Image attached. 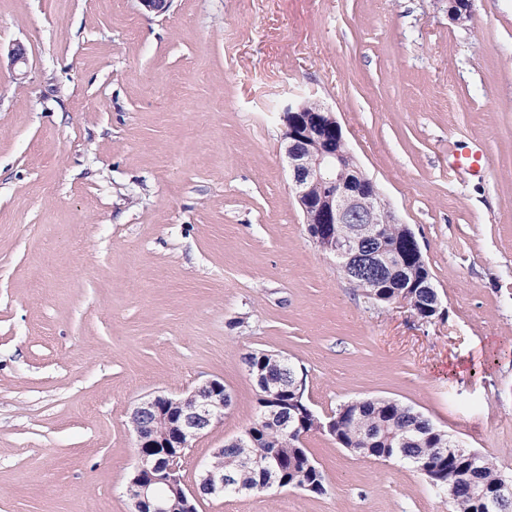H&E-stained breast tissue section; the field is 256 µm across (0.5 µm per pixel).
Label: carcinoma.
<instances>
[{
	"instance_id": "cac0c4a2",
	"label": "carcinoma",
	"mask_w": 512,
	"mask_h": 512,
	"mask_svg": "<svg viewBox=\"0 0 512 512\" xmlns=\"http://www.w3.org/2000/svg\"><path fill=\"white\" fill-rule=\"evenodd\" d=\"M384 243L394 255L392 272L378 284L369 280H354L351 285L379 303H386L396 291L406 288V279L398 270L400 243L404 232L399 224L381 225ZM411 301L427 318L438 313L431 307L432 292L426 288L410 291ZM261 371L266 384L282 391L288 400H297L308 407L305 391L299 383L298 373H289L285 356L275 352L253 351L244 356ZM334 422L328 434L344 448H354L370 457L407 461L413 466L431 467L430 485L438 495L448 499L451 512H512V497L496 503L481 498L480 491H493L505 478L495 465L484 459L480 470L471 473V462L463 456H438L445 436L423 414L393 399L371 398L348 402L334 412ZM288 428L261 424L249 426L250 438L242 444L228 441L224 451L212 458V466L232 473L243 480L245 493L264 490L267 471L262 465L242 470L245 461L253 459L266 448H279L284 456L283 469L288 481L312 486L310 493L322 495L326 488L323 473L313 462L308 449L301 447L297 437L287 436Z\"/></svg>"
}]
</instances>
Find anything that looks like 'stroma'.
<instances>
[{
    "label": "stroma",
    "instance_id": "stroma-1",
    "mask_svg": "<svg viewBox=\"0 0 512 512\" xmlns=\"http://www.w3.org/2000/svg\"><path fill=\"white\" fill-rule=\"evenodd\" d=\"M0 512H128L129 414L232 397L183 461L253 421L243 361L287 355L319 414L386 397L512 476V0H0ZM329 106L421 245L447 312L352 288L308 237L279 114ZM489 159L452 172L455 151ZM303 445L326 491L199 512H448L425 476Z\"/></svg>",
    "mask_w": 512,
    "mask_h": 512
}]
</instances>
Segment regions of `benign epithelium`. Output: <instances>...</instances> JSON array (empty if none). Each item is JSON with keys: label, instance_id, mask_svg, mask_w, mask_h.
Segmentation results:
<instances>
[{"label": "benign epithelium", "instance_id": "benign-epithelium-1", "mask_svg": "<svg viewBox=\"0 0 512 512\" xmlns=\"http://www.w3.org/2000/svg\"><path fill=\"white\" fill-rule=\"evenodd\" d=\"M279 120L287 142L295 200L308 235L336 260L343 275L380 281L386 273L388 247L378 225L397 224L399 219L373 180L360 167L348 166L352 154L334 113L323 105L310 110L303 101L287 105ZM333 224H358L359 234L338 236L329 230ZM404 235L410 252L404 267L417 271L424 262L421 246L407 226ZM252 378L260 391L263 421H279L300 412L265 386L260 375L254 373ZM230 403L224 382L212 379L184 395H155L133 409L135 464L124 490L130 512H174L176 508L197 512L203 500L201 482L217 497L240 490L236 480L211 469L208 462L192 485L181 474L187 451L223 421ZM149 422L166 425L168 435L156 438Z\"/></svg>", "mask_w": 512, "mask_h": 512}]
</instances>
